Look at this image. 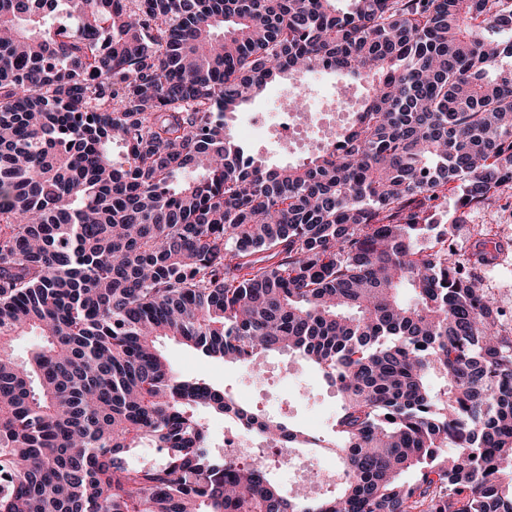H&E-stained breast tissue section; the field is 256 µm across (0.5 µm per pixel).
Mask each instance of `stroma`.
<instances>
[{"label": "stroma", "mask_w": 512, "mask_h": 512, "mask_svg": "<svg viewBox=\"0 0 512 512\" xmlns=\"http://www.w3.org/2000/svg\"><path fill=\"white\" fill-rule=\"evenodd\" d=\"M290 87L281 82L269 88L254 101L241 105L232 122L234 137L246 146L254 157L269 166L295 165L314 153L313 145L304 147L288 146L287 143L271 144L268 137L254 134L251 117L254 113L268 111L273 101L283 99ZM503 204L471 210L464 223L452 225L448 239L459 251L472 248L480 233H489L491 238L512 242V189L505 194ZM159 350L178 376L202 379L221 387L228 393L242 396L244 403L260 413L284 418L294 427L319 435L329 436L330 428L322 426L312 411L321 404L338 410L341 399L335 389L327 387L315 366L303 360L278 353L269 354L265 359V374L268 381L260 390L245 386L246 369L240 365H229L222 360L208 358L192 348L173 339H162ZM298 371L302 380L300 386L288 393L287 402H278L281 391V377L285 369Z\"/></svg>", "instance_id": "35a3bbf8"}]
</instances>
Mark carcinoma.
Returning <instances> with one entry per match:
<instances>
[{
  "label": "carcinoma",
  "mask_w": 512,
  "mask_h": 512,
  "mask_svg": "<svg viewBox=\"0 0 512 512\" xmlns=\"http://www.w3.org/2000/svg\"><path fill=\"white\" fill-rule=\"evenodd\" d=\"M505 58L512 0H0V512H512V323L476 274L502 245L458 253L437 212L512 185ZM321 71L365 83L351 126L247 155L237 108ZM163 337L302 355L333 439L179 379ZM203 409L339 483L288 494Z\"/></svg>",
  "instance_id": "carcinoma-1"
}]
</instances>
